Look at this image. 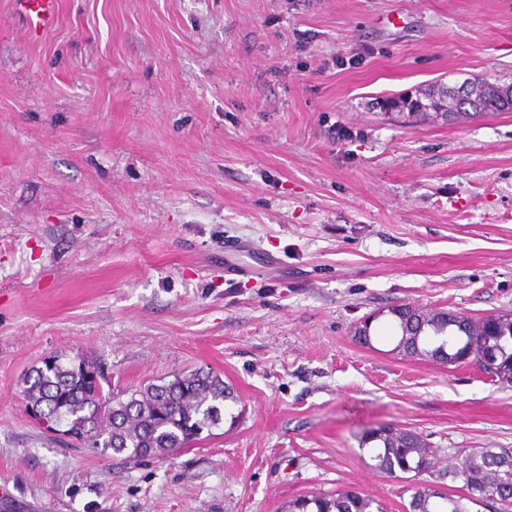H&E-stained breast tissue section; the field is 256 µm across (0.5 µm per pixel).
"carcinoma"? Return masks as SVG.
Wrapping results in <instances>:
<instances>
[{"label": "carcinoma", "mask_w": 512, "mask_h": 512, "mask_svg": "<svg viewBox=\"0 0 512 512\" xmlns=\"http://www.w3.org/2000/svg\"><path fill=\"white\" fill-rule=\"evenodd\" d=\"M479 106L499 109V86L479 83ZM408 112L409 117L445 123L468 116L466 112ZM400 330L395 351L404 357H421L442 364H459L468 358L494 380L512 384V313L489 314L475 319L461 312H423L413 306L397 305L388 310ZM493 352V363L481 364V355ZM100 363L91 354L72 359L60 353L41 358L23 389L27 413L60 425L74 436L69 444L127 454L131 460L164 457L187 448L224 421L235 425L240 413L233 388L213 371L195 370L168 382L149 383L127 396L101 394L92 368ZM105 416H100L101 405ZM361 447L369 448L374 468L389 477L430 473L436 454L418 433L381 425L360 435ZM448 477L462 483L464 494L452 495L432 483L414 488L408 512H470L467 504H490L494 512H512V448H474ZM286 512H383L375 499L354 490L334 494L300 496L288 501Z\"/></svg>", "instance_id": "cac0c4a2"}]
</instances>
